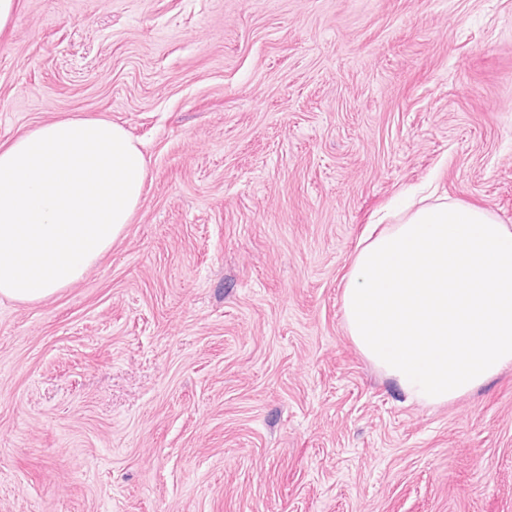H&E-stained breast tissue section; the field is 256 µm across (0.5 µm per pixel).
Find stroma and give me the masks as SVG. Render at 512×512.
I'll use <instances>...</instances> for the list:
<instances>
[{"instance_id":"stroma-1","label":"stroma","mask_w":512,"mask_h":512,"mask_svg":"<svg viewBox=\"0 0 512 512\" xmlns=\"http://www.w3.org/2000/svg\"><path fill=\"white\" fill-rule=\"evenodd\" d=\"M77 116L148 176L82 280L0 297V512H512V365L422 405L342 311L407 189L512 225V0H19L0 144Z\"/></svg>"}]
</instances>
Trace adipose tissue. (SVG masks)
<instances>
[{"instance_id": "obj_1", "label": "adipose tissue", "mask_w": 512, "mask_h": 512, "mask_svg": "<svg viewBox=\"0 0 512 512\" xmlns=\"http://www.w3.org/2000/svg\"><path fill=\"white\" fill-rule=\"evenodd\" d=\"M146 177L140 143L105 118L0 145V296L38 302L80 281L130 223Z\"/></svg>"}]
</instances>
